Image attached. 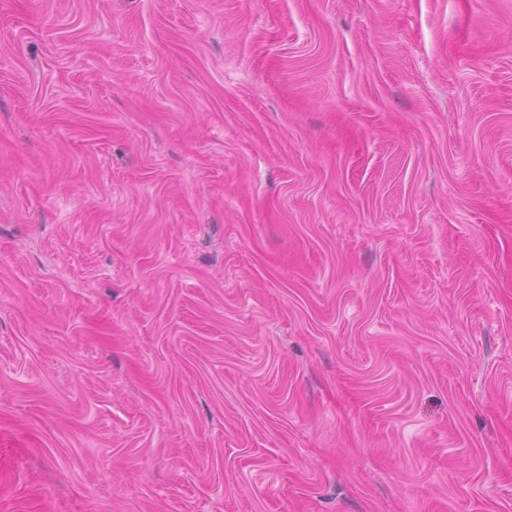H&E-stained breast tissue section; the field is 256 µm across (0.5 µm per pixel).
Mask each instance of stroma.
I'll list each match as a JSON object with an SVG mask.
<instances>
[{
  "instance_id": "1",
  "label": "stroma",
  "mask_w": 512,
  "mask_h": 512,
  "mask_svg": "<svg viewBox=\"0 0 512 512\" xmlns=\"http://www.w3.org/2000/svg\"><path fill=\"white\" fill-rule=\"evenodd\" d=\"M0 512H512V0H0Z\"/></svg>"
}]
</instances>
